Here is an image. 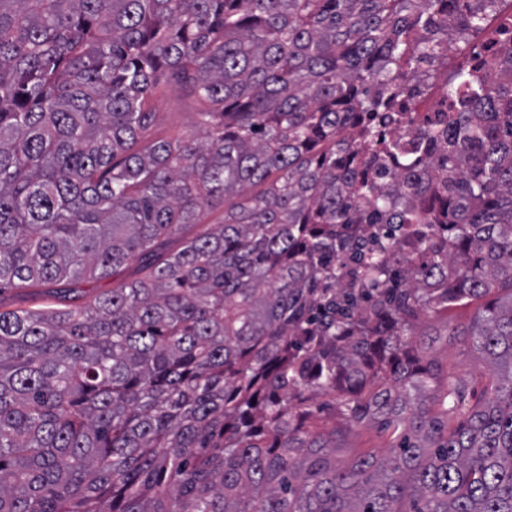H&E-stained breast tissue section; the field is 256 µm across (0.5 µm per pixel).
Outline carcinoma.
Instances as JSON below:
<instances>
[{
	"mask_svg": "<svg viewBox=\"0 0 512 512\" xmlns=\"http://www.w3.org/2000/svg\"><path fill=\"white\" fill-rule=\"evenodd\" d=\"M444 2L0 0V294L56 299L0 309V512H512V73L472 54L419 133L388 91ZM166 74L202 135L147 139ZM474 301L476 403L413 348ZM73 289V294L79 303L92 299L95 295L112 288V277L106 279H90L74 283L68 286ZM385 444L386 441L377 433L375 428L368 425H362L357 427L354 433L347 435L346 437L336 438V446H340V448L337 449L336 454L340 457H347L352 453L353 448H364L378 456L386 455L389 450L384 447Z\"/></svg>",
	"mask_w": 512,
	"mask_h": 512,
	"instance_id": "1",
	"label": "carcinoma"
}]
</instances>
